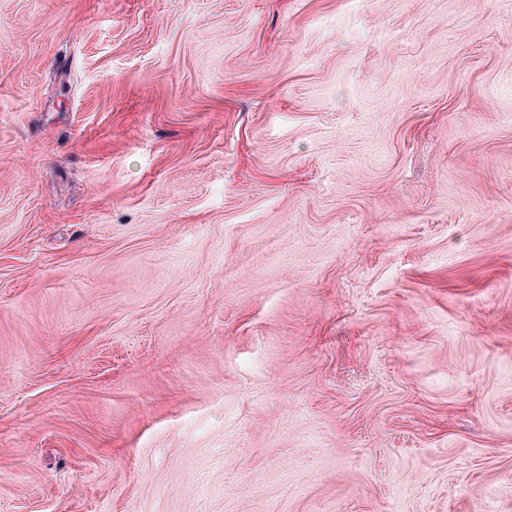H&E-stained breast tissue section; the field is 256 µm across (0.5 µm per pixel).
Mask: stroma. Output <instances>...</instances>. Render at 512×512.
<instances>
[{
  "mask_svg": "<svg viewBox=\"0 0 512 512\" xmlns=\"http://www.w3.org/2000/svg\"><path fill=\"white\" fill-rule=\"evenodd\" d=\"M0 512H512V0H0Z\"/></svg>",
  "mask_w": 512,
  "mask_h": 512,
  "instance_id": "1",
  "label": "stroma"
}]
</instances>
